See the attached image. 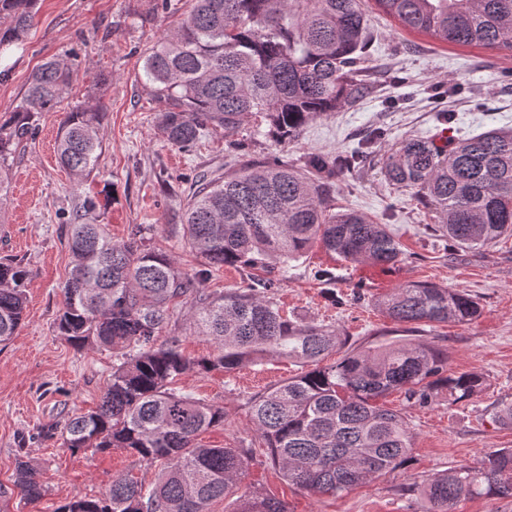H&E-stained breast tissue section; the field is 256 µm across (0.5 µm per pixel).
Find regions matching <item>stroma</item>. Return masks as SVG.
Instances as JSON below:
<instances>
[{"label": "stroma", "instance_id": "35a3bbf8", "mask_svg": "<svg viewBox=\"0 0 512 512\" xmlns=\"http://www.w3.org/2000/svg\"><path fill=\"white\" fill-rule=\"evenodd\" d=\"M38 0L37 14L20 47L0 52V118L19 104L32 73L51 59L65 60L70 84L57 108L42 113L33 137L8 163V188L0 200V258L25 266V320L18 336L0 344V492L10 512H55L73 497H93L114 479L155 483L157 463L122 449L71 453L61 435L42 436L40 427L64 426L73 415L94 409L112 375L113 358L98 348L74 349L58 330L62 287L70 270L64 223L85 197L96 198V217L113 239L126 238L136 224L150 226L152 246L171 254L179 267L194 271L205 261L185 248L174 225L200 174H223L229 158L224 136L215 133L185 149L171 146L157 125L160 104L144 76V58L165 29L175 26L188 0ZM371 39L366 65L373 84L357 106L310 121L299 136L278 141L244 124L233 135L244 145L242 158L262 161L277 155L303 163L308 155L342 152L357 146L375 128L388 141L433 135L437 113L450 112L453 137L490 128L512 129V53L481 46L439 42L401 29L366 0ZM102 97L103 151L88 178L75 179L57 156L65 112L91 97ZM333 203L388 225L404 251L395 266L354 264L311 248L287 274L224 266L212 270L208 293L269 277L274 298L289 317L334 326L347 346L366 350L397 340L422 341L448 355V370L477 373L483 389L458 401L439 391L428 404L395 391L382 398L399 412L412 433V451L403 466L342 494H311L286 481L266 462L249 424L255 395L301 372L300 364L265 357L227 373L213 370L181 377L183 393L223 408V425L199 435L210 447L249 448L253 458L226 499L210 512H233L237 496L258 492L283 501L288 512H426L423 484L461 464H475L499 448H512V426L492 423L495 409L512 404V238L480 251L449 252L432 226L435 215L409 191L386 180L379 157L360 171L341 174ZM329 270L323 285L313 273ZM411 281L445 285L472 296L479 316L465 325L408 327L383 316L374 296ZM158 343L178 342L190 357L213 354L215 345L195 332L185 304L173 309ZM31 462L48 486L40 501L23 504L14 486L18 459Z\"/></svg>", "mask_w": 512, "mask_h": 512}]
</instances>
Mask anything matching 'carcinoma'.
Returning <instances> with one entry per match:
<instances>
[{"instance_id": "obj_1", "label": "carcinoma", "mask_w": 512, "mask_h": 512, "mask_svg": "<svg viewBox=\"0 0 512 512\" xmlns=\"http://www.w3.org/2000/svg\"><path fill=\"white\" fill-rule=\"evenodd\" d=\"M364 0H190L184 18L145 58L144 75L163 104L159 127L166 140L189 147L222 130L231 136L252 117L291 140L311 120L368 92L363 63L369 44ZM408 31L456 45L512 51V0H374ZM37 0H0V47L21 44ZM70 70L46 62L21 102L0 124V166L54 110L69 86ZM102 102L65 113L59 162L85 178L103 150L98 131ZM385 137L378 129L344 154H312L296 167L274 156L247 162L202 183L179 215L184 246L211 268L280 265L314 244L353 263L393 266L404 252L385 224L332 205L339 172L360 167ZM393 185L413 192L437 215L433 231L454 250H483L512 236V130L489 129L440 146L415 135L383 155ZM71 252L58 330L77 350L117 351L120 363L94 410L63 427L72 452L122 448L162 461L159 481L146 487L116 480L95 498H72L56 512H209L224 498L252 450L212 448L200 433L224 423V410L182 393L177 381L191 371L237 369L278 355L309 366L251 402L250 423L266 458L289 482L315 494H338L400 467L411 448L399 413L377 403L391 391L429 402L448 389L457 400L484 385L476 373H448V355L421 342H392L374 350L341 351L336 329L281 314L271 282L254 279L220 297L207 294L208 271L188 274L166 252L148 244L137 224L121 242L104 224L75 214L65 228ZM27 271L0 260V343L18 335L25 309ZM192 296L188 314L196 332L215 343L208 359L184 356L175 344L155 345L170 320V304ZM397 323L468 324L479 315L469 295L433 283L407 282L372 298ZM340 352L328 366L320 360ZM14 486L35 501L46 490L27 461L16 465ZM427 512H452L463 496L512 497V448L489 453L433 477L422 489ZM235 512H287L270 496L239 497Z\"/></svg>"}]
</instances>
